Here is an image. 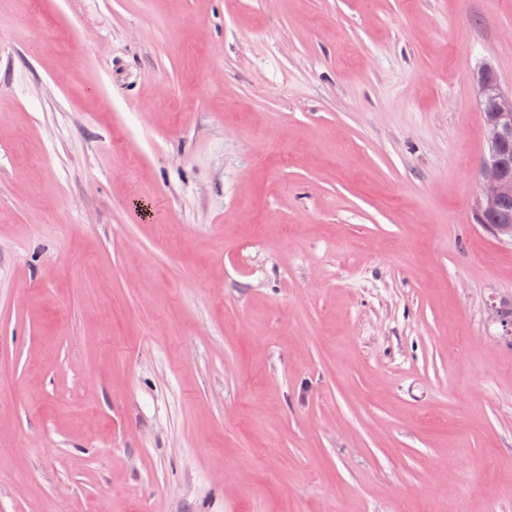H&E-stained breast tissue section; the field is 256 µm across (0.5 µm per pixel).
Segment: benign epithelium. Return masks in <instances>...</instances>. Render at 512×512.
<instances>
[{
  "instance_id": "1",
  "label": "benign epithelium",
  "mask_w": 512,
  "mask_h": 512,
  "mask_svg": "<svg viewBox=\"0 0 512 512\" xmlns=\"http://www.w3.org/2000/svg\"><path fill=\"white\" fill-rule=\"evenodd\" d=\"M490 65L483 67L476 76L474 87L479 101L486 99L494 103V109L485 117V130L489 143V157L483 162L478 194V211L489 218L484 225L495 238L512 244V215L497 214L500 203L512 198V161L503 153L512 142V93L500 89L493 77Z\"/></svg>"
}]
</instances>
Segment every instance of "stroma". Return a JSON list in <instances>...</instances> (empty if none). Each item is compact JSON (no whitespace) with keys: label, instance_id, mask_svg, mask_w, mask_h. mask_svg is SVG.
I'll use <instances>...</instances> for the list:
<instances>
[{"label":"stroma","instance_id":"35a3bbf8","mask_svg":"<svg viewBox=\"0 0 512 512\" xmlns=\"http://www.w3.org/2000/svg\"><path fill=\"white\" fill-rule=\"evenodd\" d=\"M512 0H0V512H512ZM476 76L474 87L480 104L489 99L491 102L481 107L482 117H485V130L489 143V157L483 162L478 194V211L491 217L492 224H481L495 238L512 244V168L511 158L508 160L503 153L504 148L512 141V93L500 89L499 83L493 77L494 69L490 65L482 68ZM511 169V174L509 170ZM506 199H511L500 203ZM500 205V207H499ZM510 212L511 214H497Z\"/></svg>","mask_w":512,"mask_h":512}]
</instances>
